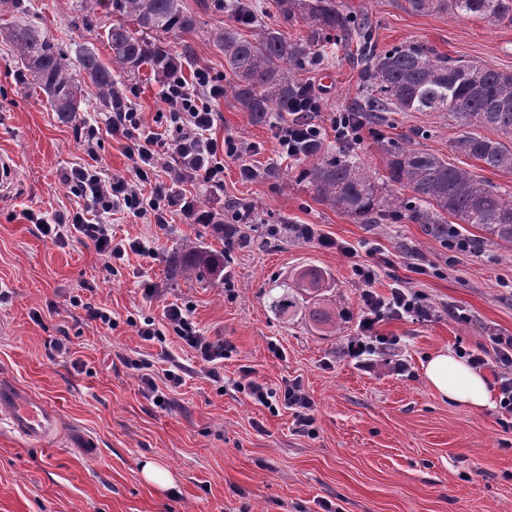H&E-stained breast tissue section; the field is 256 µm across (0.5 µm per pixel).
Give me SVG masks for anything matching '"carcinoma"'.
Returning a JSON list of instances; mask_svg holds the SVG:
<instances>
[{
	"label": "carcinoma",
	"mask_w": 512,
	"mask_h": 512,
	"mask_svg": "<svg viewBox=\"0 0 512 512\" xmlns=\"http://www.w3.org/2000/svg\"><path fill=\"white\" fill-rule=\"evenodd\" d=\"M87 12L100 8L113 16L105 39L113 66L97 52L82 48L72 61L61 47L38 28L13 22L6 29L17 63L32 84L45 95L59 118L68 122L81 103V82L91 81L107 102H112L117 68L132 81L143 66L168 77L181 72L185 56L166 42L196 30V16L183 0H81ZM276 23L264 21L266 11L253 0H224L228 22L210 32L224 52V68L234 78L229 90L241 110L261 125H270L282 110H295L307 98L295 72L328 62L323 47L333 41L352 42V58L363 73V88L345 119L355 128L381 126L387 112H438L460 128L453 142L456 152L493 170L512 171V108L497 103L512 93V73L483 67L438 53L422 44L381 50L369 16L353 14L338 0H272ZM413 13L451 11L455 15L512 22V0H404ZM303 22L296 38L288 29ZM250 28L252 37L240 30ZM493 129L494 140L479 133ZM387 156L385 179L379 181L348 140L339 151L323 146L322 139L298 144L304 166L299 179L317 201L360 224L405 217L421 224L427 234L446 241L460 235L458 224L478 227L512 248V200L467 169L439 156L382 141ZM407 190L399 196L396 190ZM183 269L192 277L224 276V252L204 250L188 241L183 248ZM322 274L305 269L294 288L272 302L285 313L297 301L320 295Z\"/></svg>",
	"instance_id": "obj_1"
}]
</instances>
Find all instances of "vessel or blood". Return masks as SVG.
I'll return each instance as SVG.
<instances>
[{
    "label": "vessel or blood",
    "instance_id": "obj_1",
    "mask_svg": "<svg viewBox=\"0 0 512 512\" xmlns=\"http://www.w3.org/2000/svg\"><path fill=\"white\" fill-rule=\"evenodd\" d=\"M0 419L33 443L52 440L58 431V414L10 382H0Z\"/></svg>",
    "mask_w": 512,
    "mask_h": 512
}]
</instances>
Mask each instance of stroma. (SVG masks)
Segmentation results:
<instances>
[{"label":"stroma","mask_w":512,"mask_h":512,"mask_svg":"<svg viewBox=\"0 0 512 512\" xmlns=\"http://www.w3.org/2000/svg\"><path fill=\"white\" fill-rule=\"evenodd\" d=\"M344 9L372 18L380 47L420 42L453 58L512 73V23L415 14L401 0H341ZM200 27L182 35L177 48L198 67L224 78V55L208 39L223 25L220 0H184ZM19 20L45 30L68 55L81 46L108 60L100 36L112 23L106 11L84 15L80 0H22ZM347 48L330 64L300 72L301 83L320 89L326 146L334 113L345 111L363 82ZM334 86L324 89L322 78ZM125 102L141 112L150 131L165 111L162 85L149 70L119 84ZM79 120L63 123L37 87L26 80L10 42L0 33V154L14 161L15 181L0 192V381H10L54 409L60 430L52 445L25 441L0 422V512H512V414L500 406L474 410L437 397L423 378L433 351L455 354L489 349V333L512 336V249L496 245L473 226L462 232L466 250L455 251L406 220L359 224L318 202L298 180L294 161L279 157L276 128L254 124L231 95L214 101L215 139L252 145L254 179L242 180L237 160L224 159L218 183L184 184L183 194L223 214L231 201L256 204L251 223L234 228L227 266L231 286L187 276L180 263L185 241L223 250L214 225L173 212L165 226L115 214L117 237L152 240L156 255L136 254L106 263L92 242L44 237L29 214L47 218L79 211L84 201L60 179L77 165L127 173L120 143L102 136L96 156L83 146L84 123L104 122L99 92L82 85ZM459 129L436 112H394L379 128H363L364 162L386 172L380 137L408 143L448 163L480 173L487 184L512 195V172L482 169L457 153ZM315 224L340 242L375 244L371 264L380 294L395 285L417 291L432 314L379 322L387 340L364 367L347 345L359 336L361 285L353 262L333 249L275 236L271 227ZM322 272L326 306L339 327L327 333L313 317V300L288 314L273 299L297 272ZM155 284L152 299L144 284ZM108 310L111 325L89 321L85 304ZM193 312L204 335L227 346L219 378H211L175 334L165 343L143 340L137 324L162 322L166 305ZM68 340L69 360L48 342ZM168 353L189 373L182 386L165 390L164 405L144 397L135 359L159 361ZM404 362L396 373L392 366ZM271 388L300 380L314 402L312 433L301 432L293 411L254 404L240 388L243 368ZM93 447H85V439ZM166 469L165 487L144 479V461Z\"/></svg>","instance_id":"35a3bbf8"}]
</instances>
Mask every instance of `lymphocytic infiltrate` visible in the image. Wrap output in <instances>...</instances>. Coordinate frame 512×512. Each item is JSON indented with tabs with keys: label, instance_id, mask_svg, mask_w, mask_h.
<instances>
[{
	"label": "lymphocytic infiltrate",
	"instance_id": "obj_1",
	"mask_svg": "<svg viewBox=\"0 0 512 512\" xmlns=\"http://www.w3.org/2000/svg\"><path fill=\"white\" fill-rule=\"evenodd\" d=\"M224 95V86L210 75L208 70L199 68L194 72L193 82L173 76L166 80L162 98L167 105L169 137L146 131L139 112L124 101L113 102L112 110L105 119L104 127L88 126L84 146L87 153H95L100 133L124 141L131 170L126 174H106L101 170L76 166L66 170L63 181L73 188L84 201V208L69 217L52 220L31 215V222L37 223L43 236L61 242L78 234L92 242L95 250L105 259H122L132 251L143 257L153 256L155 249L150 242L142 240H118L112 234L111 225L106 224L107 216L123 213L144 218L150 223L164 225L172 209L187 213L191 210L185 195L175 192L166 181L157 179L156 172L163 157H170L177 165V180L190 183H211L219 181L224 172L221 157L239 160L240 175L251 179L255 168L247 162V148L233 138L217 142L211 136L216 114L211 107L213 100ZM152 183L150 193H143L142 184ZM296 237L317 243L320 247L333 249L341 255L354 259L353 271L362 285L361 319L359 326L366 339L372 336L375 325L387 317L410 316L427 318L430 305L414 290L408 287L391 288L389 294L381 295L373 289L376 270L368 263L356 262L354 246L330 239L312 224L294 226ZM165 327L146 322L137 333L143 340L165 343L167 332L176 336L191 348L197 359L206 364L212 378H219V368L224 361L223 341L210 340L197 330L188 311L172 303L164 311ZM492 355L469 354L468 361L476 369L489 368L497 364L493 377L498 384L500 406L512 413V336L491 335ZM248 397L256 404L272 407L281 403L294 410L301 427L308 428L314 423L313 401L296 380L285 382L280 391H273L255 379H248L242 386Z\"/></svg>",
	"mask_w": 512,
	"mask_h": 512
}]
</instances>
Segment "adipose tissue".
<instances>
[{
  "instance_id": "1",
  "label": "adipose tissue",
  "mask_w": 512,
  "mask_h": 512,
  "mask_svg": "<svg viewBox=\"0 0 512 512\" xmlns=\"http://www.w3.org/2000/svg\"><path fill=\"white\" fill-rule=\"evenodd\" d=\"M424 378L441 399L475 410L492 404L487 379L450 352L440 351L430 356L424 367Z\"/></svg>"
}]
</instances>
